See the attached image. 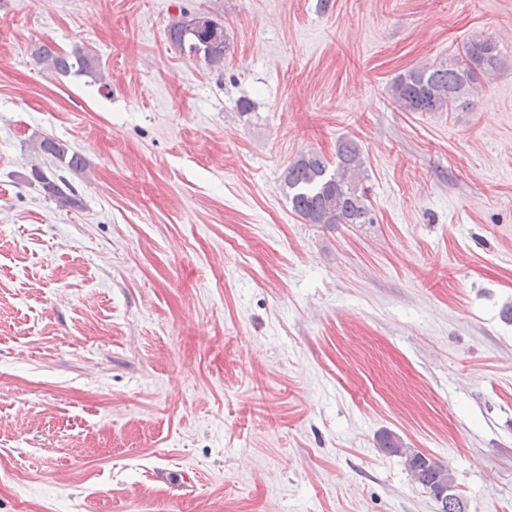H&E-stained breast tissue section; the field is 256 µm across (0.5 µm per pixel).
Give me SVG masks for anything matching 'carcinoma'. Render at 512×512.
<instances>
[{"instance_id":"carcinoma-1","label":"carcinoma","mask_w":512,"mask_h":512,"mask_svg":"<svg viewBox=\"0 0 512 512\" xmlns=\"http://www.w3.org/2000/svg\"><path fill=\"white\" fill-rule=\"evenodd\" d=\"M168 41L181 53L199 57L211 68L224 66L227 45L224 25L206 14L184 12L172 19L167 28ZM499 42L490 35H476L466 41L459 54L437 66L412 68L397 76L389 89L390 100L404 112H447L471 105V98L482 89V79L500 66ZM36 61L58 74L95 73L98 58L87 50L59 51L51 43H42L35 51ZM41 153L59 170L77 174L86 166L85 157L53 136L39 142ZM316 151L300 154L281 174L295 214L306 224L334 227L338 224H371L370 205L363 187L364 159L359 145L346 139L336 147V163ZM33 180L41 184L45 195L64 206L78 204L75 189L59 174L48 176L39 166L31 168ZM380 447L406 457L415 483L424 487L454 483L448 467L421 453L412 454L402 442L389 434L380 438Z\"/></svg>"}]
</instances>
